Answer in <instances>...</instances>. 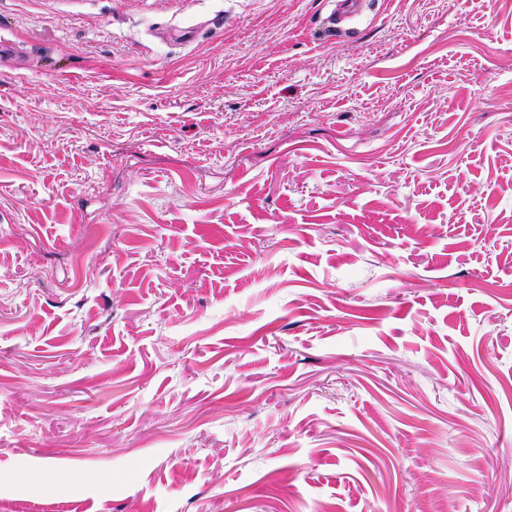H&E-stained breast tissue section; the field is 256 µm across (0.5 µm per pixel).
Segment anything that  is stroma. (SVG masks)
<instances>
[{"label": "stroma", "instance_id": "obj_1", "mask_svg": "<svg viewBox=\"0 0 512 512\" xmlns=\"http://www.w3.org/2000/svg\"><path fill=\"white\" fill-rule=\"evenodd\" d=\"M0 0V512H512V0ZM366 3V0H331L333 8L322 20L323 29L336 33L340 24L359 18Z\"/></svg>", "mask_w": 512, "mask_h": 512}]
</instances>
